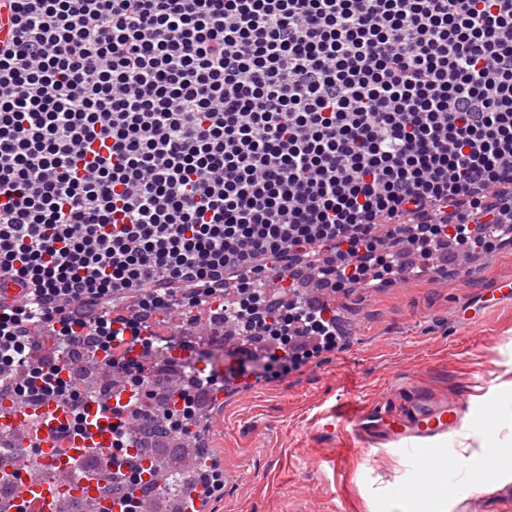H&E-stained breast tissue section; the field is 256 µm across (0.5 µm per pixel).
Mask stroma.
Instances as JSON below:
<instances>
[{
    "label": "stroma",
    "instance_id": "obj_1",
    "mask_svg": "<svg viewBox=\"0 0 512 512\" xmlns=\"http://www.w3.org/2000/svg\"><path fill=\"white\" fill-rule=\"evenodd\" d=\"M512 279V245L484 254L468 276L449 268L445 280L401 279L387 288L339 294L348 341L299 369L267 379L213 404L211 441L230 473L216 512H419L433 473L391 443L360 442L324 432L326 415L344 403L386 406L416 390L464 396L468 454H482L491 431L512 442V303L462 323L470 297ZM452 512H512V482L503 464L449 473Z\"/></svg>",
    "mask_w": 512,
    "mask_h": 512
}]
</instances>
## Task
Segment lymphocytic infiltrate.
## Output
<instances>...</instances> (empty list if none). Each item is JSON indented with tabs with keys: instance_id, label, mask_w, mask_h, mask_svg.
Wrapping results in <instances>:
<instances>
[{
	"instance_id": "obj_1",
	"label": "lymphocytic infiltrate",
	"mask_w": 512,
	"mask_h": 512,
	"mask_svg": "<svg viewBox=\"0 0 512 512\" xmlns=\"http://www.w3.org/2000/svg\"><path fill=\"white\" fill-rule=\"evenodd\" d=\"M0 396L84 401L61 371L147 387L124 336L159 316L230 335L231 379L339 349L334 292L438 270L512 223V0H0ZM219 309H212L213 300ZM122 406L120 449L198 423Z\"/></svg>"
}]
</instances>
